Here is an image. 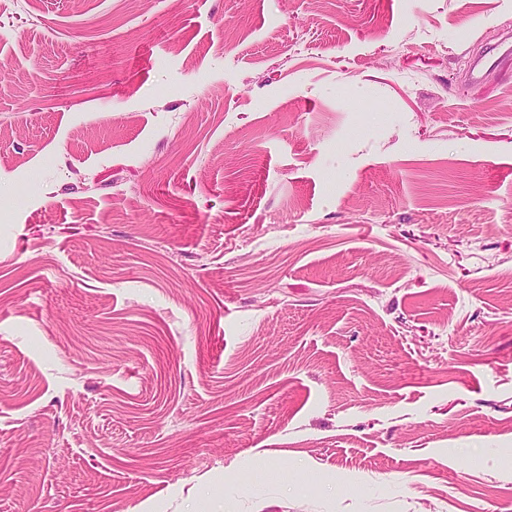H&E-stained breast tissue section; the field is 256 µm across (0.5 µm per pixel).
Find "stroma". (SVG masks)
<instances>
[{
    "mask_svg": "<svg viewBox=\"0 0 512 512\" xmlns=\"http://www.w3.org/2000/svg\"><path fill=\"white\" fill-rule=\"evenodd\" d=\"M509 34L0 0V512H512Z\"/></svg>",
    "mask_w": 512,
    "mask_h": 512,
    "instance_id": "obj_1",
    "label": "stroma"
}]
</instances>
